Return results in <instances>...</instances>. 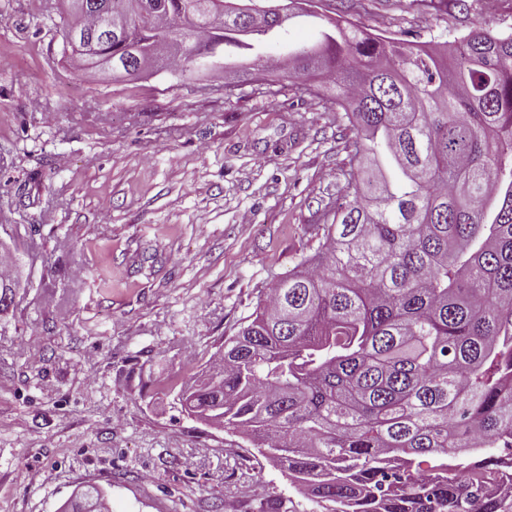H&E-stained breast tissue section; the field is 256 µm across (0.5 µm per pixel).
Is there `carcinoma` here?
<instances>
[{
  "mask_svg": "<svg viewBox=\"0 0 512 512\" xmlns=\"http://www.w3.org/2000/svg\"><path fill=\"white\" fill-rule=\"evenodd\" d=\"M186 0H148L123 34L100 14L112 71L159 25L186 43L161 67L180 76L220 48L261 55L285 31L224 10V29L183 27ZM257 26L256 36H246ZM300 79L324 73L355 132L347 201L305 257L260 300L188 387L183 408L277 453L334 512H512V459L481 471L448 456L512 450V35L471 31L448 55L338 20L294 52ZM97 512L107 492L84 483Z\"/></svg>",
  "mask_w": 512,
  "mask_h": 512,
  "instance_id": "cac0c4a2",
  "label": "carcinoma"
}]
</instances>
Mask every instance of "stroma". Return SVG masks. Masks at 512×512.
<instances>
[{"instance_id": "1", "label": "stroma", "mask_w": 512, "mask_h": 512, "mask_svg": "<svg viewBox=\"0 0 512 512\" xmlns=\"http://www.w3.org/2000/svg\"><path fill=\"white\" fill-rule=\"evenodd\" d=\"M380 37L512 34V0H311ZM66 0H0V512H331L176 402L259 298L323 242L353 133L255 57L136 81L74 69Z\"/></svg>"}]
</instances>
